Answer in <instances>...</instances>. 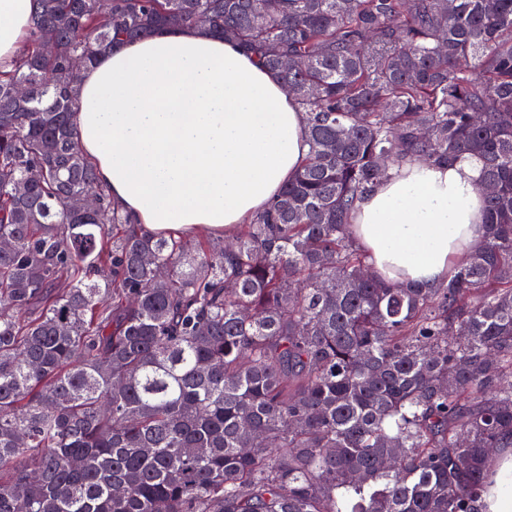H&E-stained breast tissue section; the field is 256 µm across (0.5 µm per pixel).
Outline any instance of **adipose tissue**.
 Listing matches in <instances>:
<instances>
[{
	"mask_svg": "<svg viewBox=\"0 0 512 512\" xmlns=\"http://www.w3.org/2000/svg\"><path fill=\"white\" fill-rule=\"evenodd\" d=\"M35 0H0V68ZM79 141L98 179L150 233H231L297 174L305 113L278 78L200 26L114 44L83 70ZM480 166L416 160L358 202L352 232L378 279L435 285L485 234Z\"/></svg>",
	"mask_w": 512,
	"mask_h": 512,
	"instance_id": "1",
	"label": "adipose tissue"
}]
</instances>
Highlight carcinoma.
I'll list each match as a JSON object with an SVG mask.
<instances>
[{"instance_id":"carcinoma-1","label":"carcinoma","mask_w":512,"mask_h":512,"mask_svg":"<svg viewBox=\"0 0 512 512\" xmlns=\"http://www.w3.org/2000/svg\"><path fill=\"white\" fill-rule=\"evenodd\" d=\"M189 24L306 113L300 171L229 242L144 234L73 123L74 58ZM466 159L486 235L453 277L370 276L361 197ZM498 448L512 0H37L0 71V512H487Z\"/></svg>"}]
</instances>
